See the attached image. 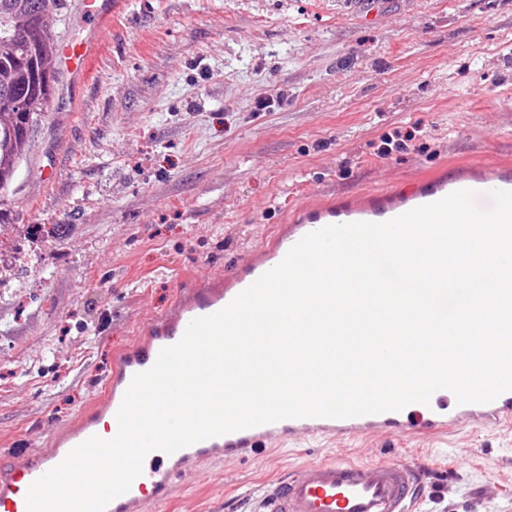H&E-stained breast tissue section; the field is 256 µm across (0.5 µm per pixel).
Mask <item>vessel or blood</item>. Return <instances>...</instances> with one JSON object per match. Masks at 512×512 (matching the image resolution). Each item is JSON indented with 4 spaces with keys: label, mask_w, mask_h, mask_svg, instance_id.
I'll list each match as a JSON object with an SVG mask.
<instances>
[{
    "label": "vessel or blood",
    "mask_w": 512,
    "mask_h": 512,
    "mask_svg": "<svg viewBox=\"0 0 512 512\" xmlns=\"http://www.w3.org/2000/svg\"><path fill=\"white\" fill-rule=\"evenodd\" d=\"M119 0H78L80 22L76 36L58 45L61 69L74 80L90 72L105 41ZM458 190L488 197L494 190L512 191V168L497 165L480 174L458 173L451 180L430 177L403 194L381 193L376 204L351 205L341 210L312 202L304 204L300 220L286 226L271 246L242 263L229 279L204 286L187 281L171 313L146 317L138 341L122 355L106 383V394L51 432L44 448L35 449L20 466L0 465V512H27L30 485L58 465L67 454L92 436L114 438L117 412L133 379L149 370L160 350L177 343L188 324L227 306L263 273L277 266L305 235L323 227L353 222L382 223L414 208L434 203ZM512 423V391L489 403L453 404L429 411L413 403L399 411L353 418L304 417L284 419L205 439L175 453L149 452L142 473L129 490L115 498L107 512H144L146 505L167 501L178 480L197 470L200 463L240 460L267 450L283 440L311 436L346 440L358 435L422 432L443 433L467 425L497 427ZM420 488L419 472L408 462L356 463L345 457L313 461L281 476L262 493L259 512H413Z\"/></svg>",
    "instance_id": "b4317fda"
}]
</instances>
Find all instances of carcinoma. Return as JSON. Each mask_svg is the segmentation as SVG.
Returning a JSON list of instances; mask_svg holds the SVG:
<instances>
[{"mask_svg": "<svg viewBox=\"0 0 512 512\" xmlns=\"http://www.w3.org/2000/svg\"><path fill=\"white\" fill-rule=\"evenodd\" d=\"M65 6L66 0H0V205L14 194L31 135L59 91V36L48 18Z\"/></svg>", "mask_w": 512, "mask_h": 512, "instance_id": "carcinoma-1", "label": "carcinoma"}]
</instances>
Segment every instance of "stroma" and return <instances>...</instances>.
I'll use <instances>...</instances> for the list:
<instances>
[{
  "label": "stroma",
  "mask_w": 512,
  "mask_h": 512,
  "mask_svg": "<svg viewBox=\"0 0 512 512\" xmlns=\"http://www.w3.org/2000/svg\"><path fill=\"white\" fill-rule=\"evenodd\" d=\"M344 2L124 0L0 206V248L38 254L0 279V459L102 398L145 315L232 273L303 201L512 164V0H383L370 25ZM340 454L412 462L418 512H512V431L483 427L274 446L149 512H253L290 466Z\"/></svg>",
  "instance_id": "stroma-1"
}]
</instances>
